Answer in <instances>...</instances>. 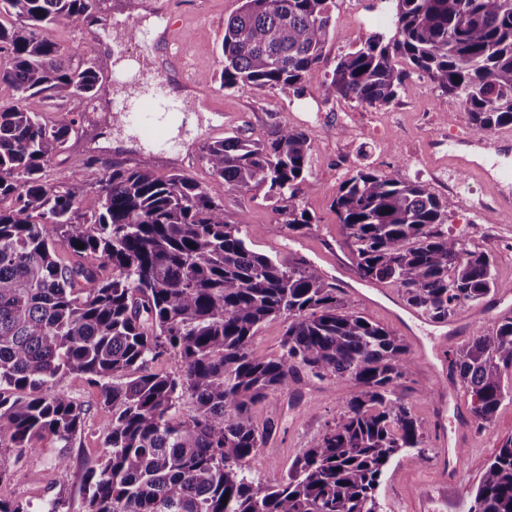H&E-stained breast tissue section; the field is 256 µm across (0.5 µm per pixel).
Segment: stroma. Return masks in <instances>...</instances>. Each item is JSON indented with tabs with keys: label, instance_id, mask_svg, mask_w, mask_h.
Here are the masks:
<instances>
[{
	"label": "stroma",
	"instance_id": "stroma-1",
	"mask_svg": "<svg viewBox=\"0 0 512 512\" xmlns=\"http://www.w3.org/2000/svg\"><path fill=\"white\" fill-rule=\"evenodd\" d=\"M164 13L168 32L179 40L178 55H170L165 43L141 40L121 41L127 56L157 59V76L169 83H181V68H188L205 92L203 110L196 125H181L176 138L179 151L164 150L141 125L115 122L112 101L114 88L101 84L92 101L70 98L60 108L49 109L47 123L75 122L79 134L44 171L49 182L62 173L81 170L88 157L133 167L146 165L160 176L184 173L201 186L215 181L200 160L202 146L236 134L266 141L283 126L304 129L312 135V167L299 195L301 205L313 216L309 230L301 235H278L272 227L281 223L278 205L263 190L223 193L228 221H246L254 251L278 257L283 263L302 258L319 266L328 281L343 278L359 284L360 278L344 242L332 202L338 185L359 165L379 171L400 167L403 175L424 181L439 198L451 200L450 227L459 230L472 248L487 252L494 260L499 280L512 281V217L502 214L491 187L478 177L449 164L447 153L452 139L470 134L468 112L461 102L439 95L422 77H412L406 91L388 106L369 107L337 98L325 100L321 79L307 83L302 97L286 90L258 91L249 87L221 88L222 63L213 47L224 34L225 21L236 14L241 0H169ZM103 23L86 30L55 28L49 36L75 55L96 60L99 67L110 64V49L103 36L109 30L130 24L124 0H101ZM333 31L325 48L324 70L355 50L364 39L386 28L383 0H335ZM61 388L87 410L85 426L70 448L59 449L52 438H44L35 452L16 455L6 451L8 472L0 477V498L32 500L63 493L68 512H80L85 473L98 466L104 452V435L99 410L98 387L83 376L72 374L60 381ZM403 389L410 393L413 411L424 422L428 435L422 451L405 452L390 464L379 497L388 512H410L411 502L430 493V512H469L481 476L501 445L512 438V401H504L492 423L478 429L470 422L471 397L461 383H454L455 399L448 406L447 427L465 418L466 445L457 485L436 489L433 475L436 460L437 426L434 380L425 363H417ZM355 391L347 381L300 377L287 391L275 392L252 410L257 428L272 433L259 450V462L252 470L262 482L280 481L295 457L309 442L333 424L345 400ZM66 457L67 471L56 466Z\"/></svg>",
	"mask_w": 512,
	"mask_h": 512
}]
</instances>
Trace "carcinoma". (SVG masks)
<instances>
[{
	"instance_id": "obj_1",
	"label": "carcinoma",
	"mask_w": 512,
	"mask_h": 512,
	"mask_svg": "<svg viewBox=\"0 0 512 512\" xmlns=\"http://www.w3.org/2000/svg\"><path fill=\"white\" fill-rule=\"evenodd\" d=\"M388 2L389 32L340 57L324 74L325 98L387 106L414 71L466 104L474 134L512 126V0ZM334 4L242 0L224 25L221 87L302 96L323 62ZM97 7L0 0V51L10 56L0 85L18 93L0 107V444L20 456L47 436L70 447L85 412L59 380L77 373L100 389L106 448L85 474L82 512H385L381 479L426 440L397 392L413 365L399 337L352 311L316 265L253 251L247 224L227 221L216 191L188 176L92 157L93 182L83 172L43 177L74 132L70 122L46 124L43 112L57 98L93 99L101 82L94 62L73 63L48 32L83 27ZM201 161L224 190L263 189L279 203L273 231L313 224L298 202L311 170L307 131L282 127L266 142L229 136L205 144ZM91 187L100 207L87 215ZM451 207L397 167H359L333 200L360 279L395 285L435 324L512 292L489 254L448 232ZM59 244L81 261L60 263ZM274 319L286 323L283 352L268 359L253 341ZM167 353L174 371H146ZM450 362L473 421L488 427L509 393L512 315L475 328ZM302 373L358 391L286 478L264 484L250 467L265 440L252 407ZM65 505L61 496L0 499V512ZM470 512H512V439L487 465Z\"/></svg>"
}]
</instances>
